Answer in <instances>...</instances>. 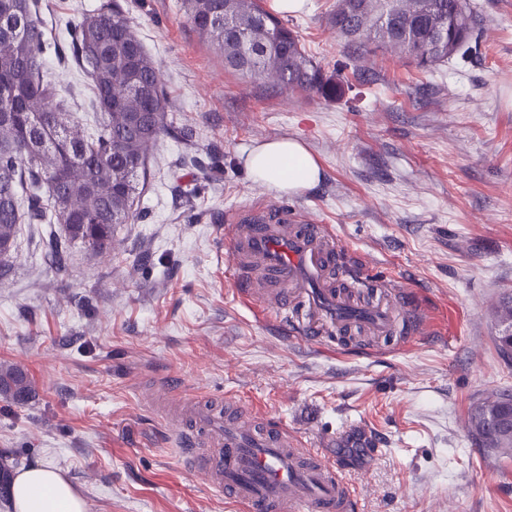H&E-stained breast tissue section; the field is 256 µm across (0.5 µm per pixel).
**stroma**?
<instances>
[{
  "mask_svg": "<svg viewBox=\"0 0 512 512\" xmlns=\"http://www.w3.org/2000/svg\"><path fill=\"white\" fill-rule=\"evenodd\" d=\"M158 66L168 117L193 145L161 137L147 161L141 220L120 225L111 259L82 247L55 273L39 237L0 282V360L30 375L28 403L0 400V449L45 461L86 512H240L184 467L175 427L149 402L174 376L186 398L240 402L340 456L364 512H512V456L478 448L470 406L512 391L494 338L512 295V0H471L466 57L430 70L354 56L328 24L336 0L283 15L342 94L288 93L239 78L189 23L182 0H117ZM101 0H39L46 61L66 111L94 125L90 75L65 23ZM302 141L319 183L286 198L326 224L341 266L448 307L425 340L311 344L240 301L225 225L276 200L245 166L255 145ZM383 454L366 456L373 436Z\"/></svg>",
  "mask_w": 512,
  "mask_h": 512,
  "instance_id": "stroma-1",
  "label": "stroma"
}]
</instances>
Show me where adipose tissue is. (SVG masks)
I'll use <instances>...</instances> for the list:
<instances>
[{"label": "adipose tissue", "instance_id": "adipose-tissue-1", "mask_svg": "<svg viewBox=\"0 0 512 512\" xmlns=\"http://www.w3.org/2000/svg\"><path fill=\"white\" fill-rule=\"evenodd\" d=\"M253 181L282 194L315 187L320 167L305 145L292 138L262 142L246 158ZM15 512H85V503L55 466L33 462L18 472L10 486Z\"/></svg>", "mask_w": 512, "mask_h": 512}]
</instances>
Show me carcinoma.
I'll return each instance as SVG.
<instances>
[{"label":"carcinoma","instance_id":"obj_1","mask_svg":"<svg viewBox=\"0 0 512 512\" xmlns=\"http://www.w3.org/2000/svg\"><path fill=\"white\" fill-rule=\"evenodd\" d=\"M192 27L224 59V68L254 82L333 99L339 83L306 53L297 33L260 0H182ZM328 23L354 50H378L430 69L467 50L476 26L469 0H336ZM70 48L93 82L99 116L84 134L62 110L47 79L50 50L37 0H0V279L19 258L25 224H59L48 260L65 269L71 246L112 257L121 224L141 217L138 202L150 149L163 134L190 141V126L175 128L160 71L132 31L122 8L106 2L69 25ZM495 338L512 358V297L500 301ZM33 381L18 364L0 361V398L23 405ZM496 391L469 411V435L498 454L512 455V400ZM0 452V497L14 468Z\"/></svg>","mask_w":512,"mask_h":512}]
</instances>
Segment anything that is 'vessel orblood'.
Masks as SVG:
<instances>
[{
    "label": "vessel or blood",
    "instance_id": "1",
    "mask_svg": "<svg viewBox=\"0 0 512 512\" xmlns=\"http://www.w3.org/2000/svg\"><path fill=\"white\" fill-rule=\"evenodd\" d=\"M336 240L327 226L305 211L270 201L244 211L231 240L234 259L259 269L239 275L241 298H254L279 316L291 334L306 341L350 334L363 325L390 336L397 325L421 335L430 332L428 309L402 291L372 292L363 286L360 310L352 312L342 287L330 280ZM237 403L217 411L188 408L176 427L190 473L202 477L241 512H361L363 498L352 489L340 461L303 447L287 429L248 422Z\"/></svg>",
    "mask_w": 512,
    "mask_h": 512
}]
</instances>
